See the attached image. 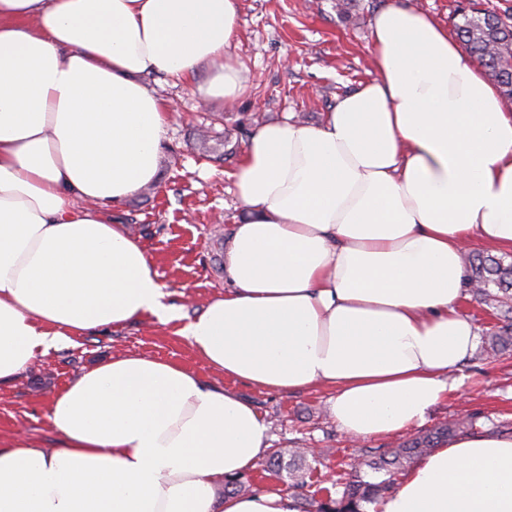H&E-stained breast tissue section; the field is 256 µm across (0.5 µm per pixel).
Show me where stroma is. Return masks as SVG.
Segmentation results:
<instances>
[{"instance_id":"obj_1","label":"stroma","mask_w":512,"mask_h":512,"mask_svg":"<svg viewBox=\"0 0 512 512\" xmlns=\"http://www.w3.org/2000/svg\"><path fill=\"white\" fill-rule=\"evenodd\" d=\"M388 2L356 0L350 15L343 16L336 0H239L238 37L230 54L244 91L231 103L201 97L192 82L176 84L162 74L148 77L149 86L172 108L159 174L151 193H137L114 208L113 216L140 238L155 260L166 286V303L174 311L195 316L224 292V249L233 225L243 216L229 174L257 122L289 115L319 125L337 98L370 79V24ZM208 128L226 138L222 153L199 148L198 132ZM117 352L174 362L235 390L269 423L271 447L283 448L301 438L306 447L333 449V458L312 472L313 480L325 486L336 477L337 460L360 456L367 448H387L401 439L397 433L350 438L330 419L324 388L284 396L224 379L204 368L174 325L148 321L71 337L36 359L13 383L0 387V438L24 434L52 444L49 407L54 393ZM453 376L458 390L435 406L423 427L409 428V435L457 418L464 409L481 413L482 429L512 428V351L492 363L473 354Z\"/></svg>"}]
</instances>
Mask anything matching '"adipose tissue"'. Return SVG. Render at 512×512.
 I'll use <instances>...</instances> for the list:
<instances>
[{
	"mask_svg": "<svg viewBox=\"0 0 512 512\" xmlns=\"http://www.w3.org/2000/svg\"><path fill=\"white\" fill-rule=\"evenodd\" d=\"M236 20L237 0H0V385L69 336L151 316L227 378L329 388L347 436L422 424L478 344L464 248L512 251V104L446 28L390 0L370 25L373 79L318 126L251 135L229 287L182 322L110 209L158 175L169 108L147 76L238 98ZM49 419L55 447L0 445V512H296L272 488L219 494L270 427L175 363L114 354ZM376 508L512 512V434L452 438Z\"/></svg>",
	"mask_w": 512,
	"mask_h": 512,
	"instance_id": "obj_1",
	"label": "adipose tissue"
}]
</instances>
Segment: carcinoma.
<instances>
[{"mask_svg": "<svg viewBox=\"0 0 512 512\" xmlns=\"http://www.w3.org/2000/svg\"><path fill=\"white\" fill-rule=\"evenodd\" d=\"M460 21L454 23L457 39L496 83L502 95L512 100V12L461 5L455 12ZM472 291L492 305L493 315L501 324L489 332L482 355L495 358L512 348V261L494 255L474 253L468 259ZM475 432V417L449 422L418 436L404 440L395 448H367L362 459L343 464L336 486L342 492L334 495L320 488L304 496L301 512H366L365 506L377 501L394 488L398 477L405 474L414 460L448 443L459 434ZM308 457L300 448H275L268 452L262 471L282 478L288 472V489H302L307 482L296 478L311 470ZM251 479L243 475L227 480L224 493L249 491Z\"/></svg>", "mask_w": 512, "mask_h": 512, "instance_id": "carcinoma-1", "label": "carcinoma"}]
</instances>
